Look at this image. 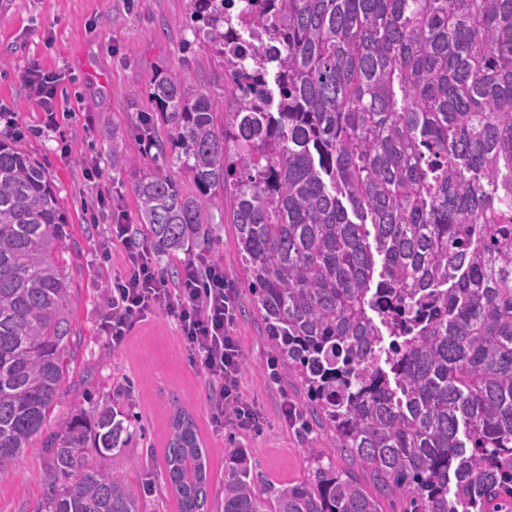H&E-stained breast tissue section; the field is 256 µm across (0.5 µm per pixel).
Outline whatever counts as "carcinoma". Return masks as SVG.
<instances>
[{
	"mask_svg": "<svg viewBox=\"0 0 512 512\" xmlns=\"http://www.w3.org/2000/svg\"><path fill=\"white\" fill-rule=\"evenodd\" d=\"M229 106L173 72L148 97L139 223L173 259L229 198L270 351L378 492L323 464L261 488L224 458V512H512V0H192ZM265 28L272 55L228 47ZM189 174L182 189L165 167ZM69 221L25 137L0 135V475L42 440L35 512H141L112 468L137 432L106 404L44 434L73 340ZM179 404L158 466L209 512L210 459Z\"/></svg>",
	"mask_w": 512,
	"mask_h": 512,
	"instance_id": "1",
	"label": "carcinoma"
}]
</instances>
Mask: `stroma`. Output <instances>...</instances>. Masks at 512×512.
<instances>
[{
  "mask_svg": "<svg viewBox=\"0 0 512 512\" xmlns=\"http://www.w3.org/2000/svg\"><path fill=\"white\" fill-rule=\"evenodd\" d=\"M190 0H0V120L25 132L30 155L40 161L54 181L68 215L66 245L70 255L69 305L75 339L70 373L54 407L49 430L97 403H108L137 415L141 430L115 470L145 485V512H171L152 449L165 432L168 394L178 392L195 416L216 453L212 459L210 512H224V456L247 449L268 484L307 480L313 463L309 449L319 448L340 470L370 479L369 469L333 447L317 426L291 430L280 418L282 399L304 409L306 396L286 374L271 375L266 328L257 313L236 247L230 209L212 210L215 240L210 260L240 290L235 332L243 351L241 390L258 403L264 420L259 431L244 434L215 427L203 377L187 362L176 323L159 312L138 324L124 347L113 350L100 329L107 312L104 290L113 275L124 270V252L113 246L102 260L99 242L114 217L137 223L134 183L139 170L155 162L139 135L141 119L151 111L145 91L162 72L185 77L191 89L224 95L222 58L195 37ZM56 78L57 122L47 126L35 104L29 70ZM113 138H106V131ZM120 148L123 163L113 164ZM98 162L101 184L111 191L105 211H98L96 191L88 181L89 162ZM43 457L32 448L13 472L0 477V512H33L40 496Z\"/></svg>",
  "mask_w": 512,
  "mask_h": 512,
  "instance_id": "obj_1",
  "label": "stroma"
}]
</instances>
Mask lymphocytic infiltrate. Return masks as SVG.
Masks as SVG:
<instances>
[{
	"instance_id": "obj_1",
	"label": "lymphocytic infiltrate",
	"mask_w": 512,
	"mask_h": 512,
	"mask_svg": "<svg viewBox=\"0 0 512 512\" xmlns=\"http://www.w3.org/2000/svg\"><path fill=\"white\" fill-rule=\"evenodd\" d=\"M111 240L124 248L125 267L106 290L103 330L120 349L136 325L155 312L174 318L189 363L202 374L216 426L253 430L259 410L240 388L242 347L235 333L238 288L223 266L187 260L177 276L159 267L150 242L132 225L115 224Z\"/></svg>"
}]
</instances>
